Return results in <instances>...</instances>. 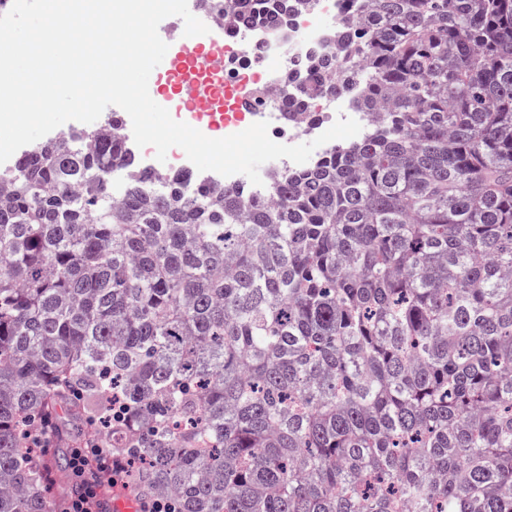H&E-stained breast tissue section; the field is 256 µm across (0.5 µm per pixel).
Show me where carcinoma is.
Here are the masks:
<instances>
[{"label":"carcinoma","mask_w":512,"mask_h":512,"mask_svg":"<svg viewBox=\"0 0 512 512\" xmlns=\"http://www.w3.org/2000/svg\"><path fill=\"white\" fill-rule=\"evenodd\" d=\"M347 2L285 107L383 115L275 203L139 170L115 113L0 176V512H57L62 414L175 512H512V0Z\"/></svg>","instance_id":"1"}]
</instances>
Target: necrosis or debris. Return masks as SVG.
<instances>
[{"label": "necrosis or debris", "mask_w": 512, "mask_h": 512, "mask_svg": "<svg viewBox=\"0 0 512 512\" xmlns=\"http://www.w3.org/2000/svg\"><path fill=\"white\" fill-rule=\"evenodd\" d=\"M344 11L345 0H311L310 7L293 19L286 34L242 42L224 61L192 64L176 72L173 83L194 81L203 85L211 94L212 107L219 112L215 119L196 114L194 127L211 138L218 132L229 136L265 121L270 138L285 145L312 141L341 117L355 119L362 129H369L372 115L354 104L353 89L319 96L316 121L303 125L288 120L281 95L269 93L279 77L294 72L310 56L332 52L329 22L340 19Z\"/></svg>", "instance_id": "necrosis-or-debris-1"}]
</instances>
